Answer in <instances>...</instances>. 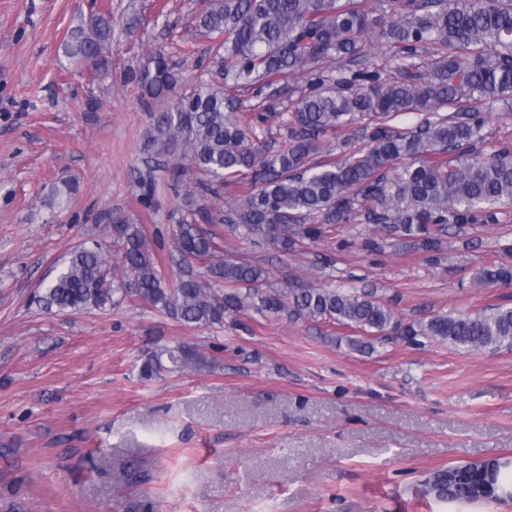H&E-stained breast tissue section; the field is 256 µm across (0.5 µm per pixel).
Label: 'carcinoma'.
I'll return each instance as SVG.
<instances>
[{
  "mask_svg": "<svg viewBox=\"0 0 512 512\" xmlns=\"http://www.w3.org/2000/svg\"><path fill=\"white\" fill-rule=\"evenodd\" d=\"M366 0H208L200 32L221 39L215 46V78L195 81L164 109H153L145 150L179 152L173 186L187 169L234 187V206L211 212L190 209L175 240L184 260L206 262L202 276L166 281L141 226L111 217L117 269L99 243L71 252L44 288L46 308L59 312L110 310L130 300L196 326L224 321L227 312L254 310L292 319L330 318L364 333L394 331L409 340L441 339L469 349L512 347V307L492 305L475 313L437 315L403 325L368 294L293 282L261 288L262 267L217 258L220 234L197 227V218L223 224L240 238L269 242L288 252L297 239L318 240L331 224H346L355 205L365 220L391 235L418 238L435 249L452 225L459 230L512 202V145L486 154L484 113L477 104L512 101V0H392L388 15H373ZM397 48L395 76L387 81L367 58L365 40ZM112 12H96L71 31L64 52L93 72L109 66ZM311 76L309 91L287 113L288 143L273 151L262 141L266 115L242 109L238 92L267 100L279 93L285 71ZM142 100L159 101L178 85L174 65L162 52L129 74ZM421 114L412 129L393 125L400 115ZM367 115L366 144L338 160L323 137ZM316 224H304L308 217ZM481 284H512V268L492 265ZM231 289L219 294L209 282ZM245 286V291L235 286ZM208 364L192 344L148 355L140 376ZM512 461L450 466L433 473L424 494L458 503L512 500Z\"/></svg>",
  "mask_w": 512,
  "mask_h": 512,
  "instance_id": "1",
  "label": "carcinoma"
}]
</instances>
